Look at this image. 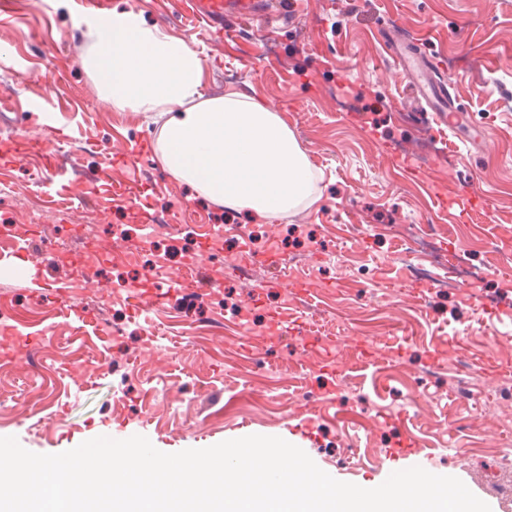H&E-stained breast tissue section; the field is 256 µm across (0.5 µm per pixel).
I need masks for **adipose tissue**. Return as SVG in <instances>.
I'll use <instances>...</instances> for the list:
<instances>
[{"label": "adipose tissue", "mask_w": 512, "mask_h": 512, "mask_svg": "<svg viewBox=\"0 0 512 512\" xmlns=\"http://www.w3.org/2000/svg\"><path fill=\"white\" fill-rule=\"evenodd\" d=\"M82 60L113 108L154 115L163 167L204 198L267 220L319 202L314 174L287 122L241 93L204 96V65L183 38L139 13L90 23Z\"/></svg>", "instance_id": "adipose-tissue-1"}]
</instances>
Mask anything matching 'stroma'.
I'll list each match as a JSON object with an SVG mask.
<instances>
[{
  "label": "stroma",
  "mask_w": 512,
  "mask_h": 512,
  "mask_svg": "<svg viewBox=\"0 0 512 512\" xmlns=\"http://www.w3.org/2000/svg\"><path fill=\"white\" fill-rule=\"evenodd\" d=\"M147 23L193 40L205 92H237L273 105L317 176L320 202L265 224L197 195L162 166L144 113L112 109L86 75V18L76 0H7L0 10V225L31 256L97 245L105 261L64 264L45 279L0 274V437L57 454L105 430L147 437L165 453L247 435L277 436L323 471L364 488L436 454L500 512L498 456L512 444V351L488 357L487 335H512V289L490 271L449 283L448 253L512 259V0H273L284 20L229 15L222 30L196 21L183 0H112ZM415 39L454 83L462 124L402 105L407 80L383 45L387 29ZM49 127L47 153L65 177L34 183L28 137ZM399 152L407 169L381 154ZM86 203L51 206L63 181ZM475 184L481 204L465 217L438 199ZM149 187L151 216L169 220L142 240L141 218L115 187ZM199 225V234L185 232ZM122 226L123 236L112 233ZM222 230L204 280L181 281L150 317L115 291L156 264L177 272ZM428 240L410 250L406 236ZM277 242V267L232 272L241 248ZM313 295L274 288L281 272ZM69 286L87 319L52 314L47 282ZM248 309L261 336L244 335ZM362 339L336 369L338 337ZM478 380L457 385L463 368ZM82 372L83 391L72 377Z\"/></svg>",
  "instance_id": "35a3bbf8"
}]
</instances>
